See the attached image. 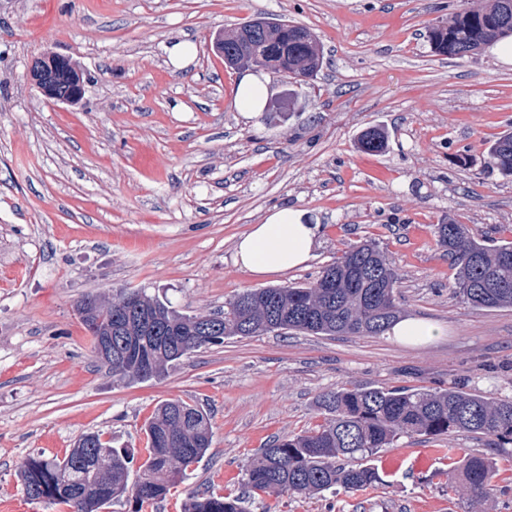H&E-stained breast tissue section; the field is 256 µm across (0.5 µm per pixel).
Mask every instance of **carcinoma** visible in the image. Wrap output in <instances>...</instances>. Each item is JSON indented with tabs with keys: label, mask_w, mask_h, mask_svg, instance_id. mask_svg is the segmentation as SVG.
I'll list each match as a JSON object with an SVG mask.
<instances>
[{
	"label": "carcinoma",
	"mask_w": 512,
	"mask_h": 512,
	"mask_svg": "<svg viewBox=\"0 0 512 512\" xmlns=\"http://www.w3.org/2000/svg\"><path fill=\"white\" fill-rule=\"evenodd\" d=\"M271 45H288V70L318 74L324 55L316 36L298 37L296 28L277 29ZM512 37V0H484L456 9L428 29L433 50L450 58L477 54L483 47ZM57 91L84 84L81 68L70 58L50 72ZM378 128L360 137L368 152L384 149ZM497 168L512 176V136L489 147ZM436 244L456 267L454 294L480 309L512 308V242L498 247L478 241L469 226L448 220L434 225ZM398 277L389 258L373 240L348 247L310 285L250 289L238 294L222 313L188 316L142 290H130L108 304L85 297L77 309L91 311V336H112V357L126 358L121 380H147L164 373L190 354L224 342L228 336H258L275 330L313 335H380L399 321ZM158 318L155 334L138 332L129 308ZM317 406L329 415L319 428L277 439L246 465L248 493L215 496L195 492L186 512H247L251 494L313 496L333 490L363 491L383 483L372 464L378 449L403 435L428 438L453 433L494 436L512 443V399H493L458 386L440 390L356 388L320 395ZM209 415L180 400L158 406L147 429V457L139 466L133 497L139 504L159 501L184 479L186 470L208 452ZM134 457L89 432L63 457L30 456L20 469L26 497L65 504L70 512H100L128 491ZM470 504L484 503L496 490L497 472L482 454L463 465Z\"/></svg>",
	"instance_id": "carcinoma-1"
}]
</instances>
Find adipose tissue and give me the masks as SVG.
I'll return each instance as SVG.
<instances>
[{"label": "adipose tissue", "instance_id": "ef3b65f1", "mask_svg": "<svg viewBox=\"0 0 512 512\" xmlns=\"http://www.w3.org/2000/svg\"><path fill=\"white\" fill-rule=\"evenodd\" d=\"M269 93L266 76L250 71L239 75L233 90V106L245 119L263 109ZM319 225L309 223L304 211L274 208L262 223L242 234L234 247V263L257 278H267L300 267L314 256Z\"/></svg>", "mask_w": 512, "mask_h": 512}]
</instances>
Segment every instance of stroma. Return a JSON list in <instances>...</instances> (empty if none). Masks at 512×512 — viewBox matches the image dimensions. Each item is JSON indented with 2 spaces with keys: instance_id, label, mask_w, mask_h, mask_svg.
Instances as JSON below:
<instances>
[{
  "instance_id": "obj_1",
  "label": "stroma",
  "mask_w": 512,
  "mask_h": 512,
  "mask_svg": "<svg viewBox=\"0 0 512 512\" xmlns=\"http://www.w3.org/2000/svg\"><path fill=\"white\" fill-rule=\"evenodd\" d=\"M461 1L0 0V505L69 512L26 499L25 459L64 455L97 432L143 462L147 425L168 400L210 413V450L161 501L128 494L106 512H185L196 490L243 494L260 448L325 423L316 401L326 392L458 384L512 399V308L456 298V271L433 233L452 218L496 246L512 226V176L489 155L512 135V65L488 48L450 59L427 39ZM260 14L310 29L325 59L308 84L271 78L264 112L246 121L231 106L238 73L210 37ZM183 40L197 56L177 69L168 49ZM46 49L80 65L82 106L51 102L28 81ZM371 127L387 137L381 152L359 147ZM284 205L320 224L314 257L252 277L235 266L234 243ZM367 239L398 274L402 318L435 324L439 336H231L129 381L98 361L76 310L88 295L107 303L142 289L207 316L249 289L311 282ZM471 453L498 474L485 512H512V444L467 434L379 449L384 484L260 495L249 509L468 512L450 483Z\"/></svg>"
}]
</instances>
